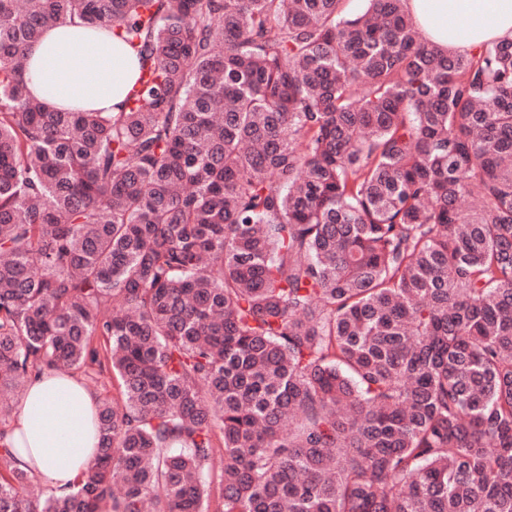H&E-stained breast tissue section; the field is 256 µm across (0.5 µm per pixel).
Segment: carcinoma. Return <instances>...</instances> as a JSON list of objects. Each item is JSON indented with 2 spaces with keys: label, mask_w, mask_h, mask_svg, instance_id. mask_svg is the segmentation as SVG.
Segmentation results:
<instances>
[{
  "label": "carcinoma",
  "mask_w": 512,
  "mask_h": 512,
  "mask_svg": "<svg viewBox=\"0 0 512 512\" xmlns=\"http://www.w3.org/2000/svg\"><path fill=\"white\" fill-rule=\"evenodd\" d=\"M345 2L0 0V388H120L0 512H512V40ZM61 22L120 111L30 96ZM25 55L31 94L55 109L118 112L138 76L125 46L86 25H56Z\"/></svg>",
  "instance_id": "1"
}]
</instances>
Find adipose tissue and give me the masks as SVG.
Masks as SVG:
<instances>
[{
  "mask_svg": "<svg viewBox=\"0 0 512 512\" xmlns=\"http://www.w3.org/2000/svg\"><path fill=\"white\" fill-rule=\"evenodd\" d=\"M430 42L457 53L512 39V0H406ZM138 76L131 52L104 32L60 24L26 50L31 94L55 109L119 111ZM98 398L75 377L47 373L26 385L5 441L13 467L37 469L56 495L68 494L95 458Z\"/></svg>",
  "mask_w": 512,
  "mask_h": 512,
  "instance_id": "adipose-tissue-1",
  "label": "adipose tissue"
}]
</instances>
